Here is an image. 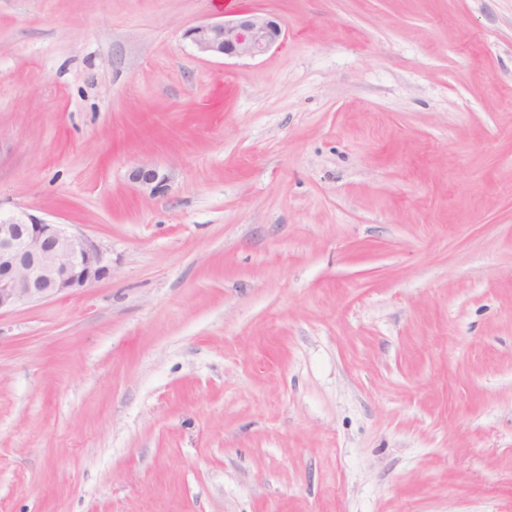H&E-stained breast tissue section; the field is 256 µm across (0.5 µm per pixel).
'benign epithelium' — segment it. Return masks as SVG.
<instances>
[{
    "instance_id": "obj_1",
    "label": "benign epithelium",
    "mask_w": 512,
    "mask_h": 512,
    "mask_svg": "<svg viewBox=\"0 0 512 512\" xmlns=\"http://www.w3.org/2000/svg\"><path fill=\"white\" fill-rule=\"evenodd\" d=\"M283 22L244 11L230 20L206 22L186 32L204 56L254 58L284 42ZM140 192L167 190V173L140 165L129 173ZM112 274V260L69 224H53L25 211L0 217V313L58 296L79 293Z\"/></svg>"
}]
</instances>
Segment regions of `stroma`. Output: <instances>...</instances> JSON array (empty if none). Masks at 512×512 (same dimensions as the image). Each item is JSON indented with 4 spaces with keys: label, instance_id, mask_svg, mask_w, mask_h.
Segmentation results:
<instances>
[{
    "label": "stroma",
    "instance_id": "1",
    "mask_svg": "<svg viewBox=\"0 0 512 512\" xmlns=\"http://www.w3.org/2000/svg\"><path fill=\"white\" fill-rule=\"evenodd\" d=\"M16 211L112 275L0 315V512H512V0H0ZM286 36L283 22L264 13L244 11L237 18L206 22L186 32L195 50L204 56L255 58ZM129 181L143 194L159 196L167 190L169 177L167 173L151 165H140L129 173Z\"/></svg>",
    "mask_w": 512,
    "mask_h": 512
}]
</instances>
